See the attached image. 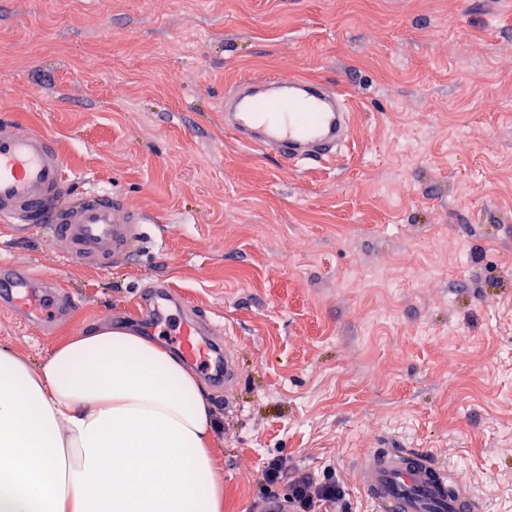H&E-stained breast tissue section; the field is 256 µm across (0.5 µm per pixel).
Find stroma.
<instances>
[{"label":"stroma","mask_w":512,"mask_h":512,"mask_svg":"<svg viewBox=\"0 0 512 512\" xmlns=\"http://www.w3.org/2000/svg\"><path fill=\"white\" fill-rule=\"evenodd\" d=\"M262 74L334 86L345 153L287 166L227 133L225 88ZM0 116L56 141L70 193L150 218L107 269L0 225V261L74 299L49 329L0 306L1 344L137 331L163 280L238 366L204 386L224 512H253L273 458L369 512L377 448L512 512V0H0Z\"/></svg>","instance_id":"obj_1"}]
</instances>
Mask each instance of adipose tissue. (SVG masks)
Listing matches in <instances>:
<instances>
[{"label":"adipose tissue","mask_w":512,"mask_h":512,"mask_svg":"<svg viewBox=\"0 0 512 512\" xmlns=\"http://www.w3.org/2000/svg\"><path fill=\"white\" fill-rule=\"evenodd\" d=\"M213 434L198 376L131 331L0 344V512H224Z\"/></svg>","instance_id":"adipose-tissue-1"}]
</instances>
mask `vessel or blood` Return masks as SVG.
<instances>
[{"mask_svg":"<svg viewBox=\"0 0 512 512\" xmlns=\"http://www.w3.org/2000/svg\"><path fill=\"white\" fill-rule=\"evenodd\" d=\"M353 122L338 91L320 82L275 76L246 77L224 91V128L239 143L282 162L321 164L346 148ZM66 168L53 140L30 127L0 130V222L18 229L47 228L74 260L108 268L129 259L142 240L146 215L98 189L65 192ZM66 292L18 265H0V301L45 323L58 318ZM142 322L171 329L184 356L232 388L230 356L211 343L217 326L184 313L179 292L165 282L145 285ZM359 482L372 512H484L464 485H450L444 465L418 453L376 450L359 465Z\"/></svg>","mask_w":512,"mask_h":512,"instance_id":"vessel-or-blood-1","label":"vessel or blood"}]
</instances>
